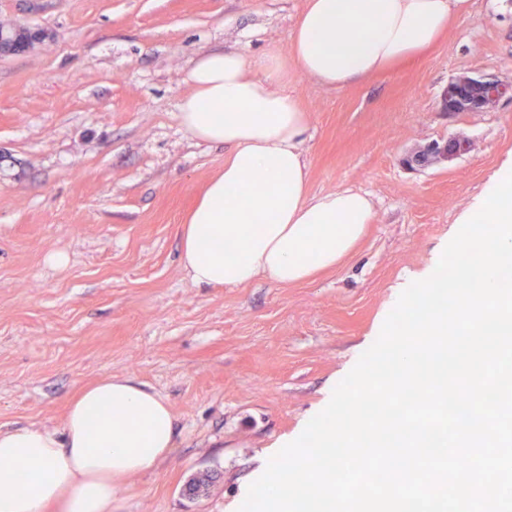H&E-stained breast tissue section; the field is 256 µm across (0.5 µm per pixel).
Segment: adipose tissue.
<instances>
[{
  "label": "adipose tissue",
  "instance_id": "ef3b65f1",
  "mask_svg": "<svg viewBox=\"0 0 512 512\" xmlns=\"http://www.w3.org/2000/svg\"><path fill=\"white\" fill-rule=\"evenodd\" d=\"M466 3L306 0L291 63L328 89L368 81L425 53ZM288 64L273 51L249 58L228 49L199 54L190 71L181 124L227 150L223 172L179 226L181 263L196 284L310 281L348 258L372 220L359 190L310 194L308 119L283 88ZM175 446L164 399L107 376L68 401L62 431L0 430V512H112L118 481L156 468Z\"/></svg>",
  "mask_w": 512,
  "mask_h": 512
}]
</instances>
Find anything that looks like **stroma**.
I'll list each match as a JSON object with an SVG mask.
<instances>
[{"instance_id": "1", "label": "stroma", "mask_w": 512, "mask_h": 512, "mask_svg": "<svg viewBox=\"0 0 512 512\" xmlns=\"http://www.w3.org/2000/svg\"><path fill=\"white\" fill-rule=\"evenodd\" d=\"M305 2L0 0V29L44 33L0 58V429L61 430L69 399L112 374L158 393L176 447L121 480L112 512H239L267 453L300 436L512 159V102L442 101L463 72L512 82V0H468L423 57L361 85L289 67L310 193L361 189L372 222L309 282L193 283L177 226L225 150L180 123L189 72L203 51L288 52ZM453 138L469 151L410 164ZM57 252L67 266L48 264Z\"/></svg>"}]
</instances>
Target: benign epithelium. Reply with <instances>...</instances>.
Instances as JSON below:
<instances>
[{"mask_svg":"<svg viewBox=\"0 0 512 512\" xmlns=\"http://www.w3.org/2000/svg\"><path fill=\"white\" fill-rule=\"evenodd\" d=\"M26 35L27 32L23 28L17 29L11 35L1 31L0 55L12 53L17 48H25L28 43ZM444 98L446 111L449 113L488 112L495 109L504 99L512 101V82L462 73L448 82ZM468 149V142L463 139H451L445 145L434 143L426 151L415 156L413 162L425 165L438 159L452 160L465 154Z\"/></svg>","mask_w":512,"mask_h":512,"instance_id":"obj_1","label":"benign epithelium"}]
</instances>
